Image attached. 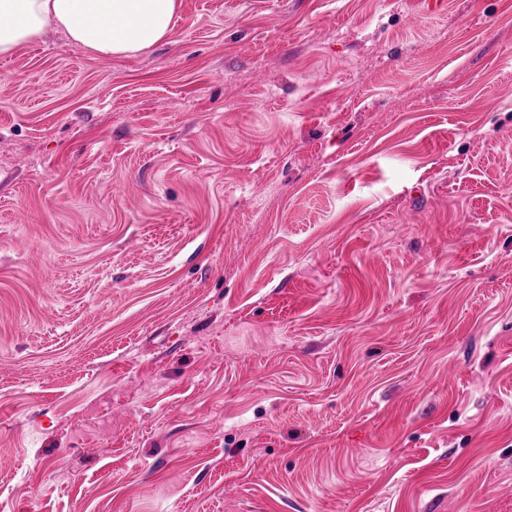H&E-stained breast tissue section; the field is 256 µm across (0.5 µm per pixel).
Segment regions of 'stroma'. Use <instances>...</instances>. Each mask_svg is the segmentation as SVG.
Returning <instances> with one entry per match:
<instances>
[{"instance_id":"obj_1","label":"stroma","mask_w":512,"mask_h":512,"mask_svg":"<svg viewBox=\"0 0 512 512\" xmlns=\"http://www.w3.org/2000/svg\"><path fill=\"white\" fill-rule=\"evenodd\" d=\"M512 0H180L0 58V512H512Z\"/></svg>"}]
</instances>
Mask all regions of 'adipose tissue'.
Masks as SVG:
<instances>
[{"label":"adipose tissue","mask_w":512,"mask_h":512,"mask_svg":"<svg viewBox=\"0 0 512 512\" xmlns=\"http://www.w3.org/2000/svg\"><path fill=\"white\" fill-rule=\"evenodd\" d=\"M179 0H0V56L64 32L92 53L129 56L166 38Z\"/></svg>","instance_id":"obj_1"}]
</instances>
